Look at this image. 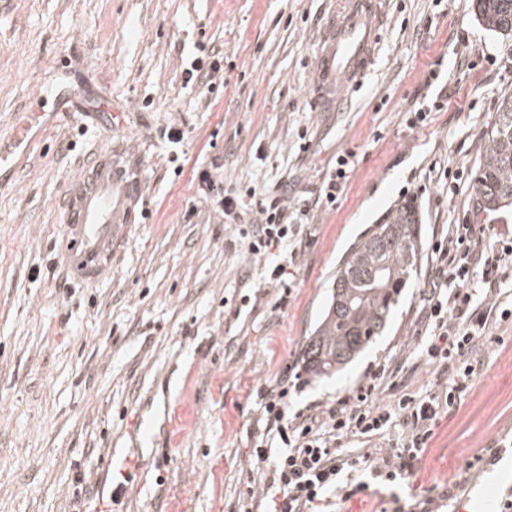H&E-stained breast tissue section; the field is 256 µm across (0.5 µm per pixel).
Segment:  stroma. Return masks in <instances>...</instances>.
I'll return each mask as SVG.
<instances>
[{
	"label": "stroma",
	"mask_w": 512,
	"mask_h": 512,
	"mask_svg": "<svg viewBox=\"0 0 512 512\" xmlns=\"http://www.w3.org/2000/svg\"><path fill=\"white\" fill-rule=\"evenodd\" d=\"M333 0H0V136L54 79L81 61V86L112 99V117L71 112L49 124L19 172L0 185V512H100L124 483L122 512H243L257 472L248 454L264 430L255 394L286 384L288 406L331 405L398 368L375 400L422 396L419 292L432 244L452 224L512 232V214H477L484 134L512 93V39L483 29L472 0H383L371 70L344 112L311 104L319 34ZM224 58V87L185 84L199 49ZM473 68L458 75V60ZM450 105L411 130L433 63ZM183 137L168 139L169 128ZM308 153L295 142L300 129ZM123 141L143 181L147 220L132 225L99 280L59 261L66 179L87 152ZM357 164L339 209L313 210L286 305L232 228L192 185L218 168L229 190L256 187L313 200L336 153ZM462 171L447 194L443 170ZM415 206L422 266L386 328L344 369L317 379L302 354L348 251L398 205ZM507 343L476 356L470 388L440 424L408 487L337 501L336 512H454L492 458L512 483V323ZM160 429L144 440L139 421ZM88 494L77 497L78 479Z\"/></svg>",
	"instance_id": "obj_1"
}]
</instances>
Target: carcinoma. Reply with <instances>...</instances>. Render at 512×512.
Wrapping results in <instances>:
<instances>
[{"mask_svg":"<svg viewBox=\"0 0 512 512\" xmlns=\"http://www.w3.org/2000/svg\"><path fill=\"white\" fill-rule=\"evenodd\" d=\"M482 27L512 39V0H473ZM476 211L512 209V95L502 98L485 134L476 176ZM421 224L403 204L364 238L336 274L331 301L308 339L304 369L313 377L338 371L384 330L402 288L421 260Z\"/></svg>","mask_w":512,"mask_h":512,"instance_id":"1","label":"carcinoma"}]
</instances>
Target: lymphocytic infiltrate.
Returning a JSON list of instances; mask_svg holds the SVG:
<instances>
[{"label": "lymphocytic infiltrate", "instance_id": "f902f5d3", "mask_svg": "<svg viewBox=\"0 0 512 512\" xmlns=\"http://www.w3.org/2000/svg\"><path fill=\"white\" fill-rule=\"evenodd\" d=\"M354 169L353 152L337 155L309 205H292L287 197H270L253 187L227 191L206 169L197 170L195 180L259 262L265 283L279 289L284 304L293 282L279 259L281 251L299 255L312 208L336 209ZM428 278L420 360L434 368L437 382L425 396L402 395L379 405L374 401L376 385L370 382L336 406L292 414L287 386L259 391L264 437L250 456L263 482L257 499L264 512H328L332 494L347 501L372 485H400L414 475L436 429L457 409L473 379L472 354L505 342L495 328L512 319V307L501 304L512 289V237L480 233L471 224L449 225L447 235L433 247ZM393 426L403 431L401 447L348 453L336 446L338 440L372 438Z\"/></svg>", "mask_w": 512, "mask_h": 512}]
</instances>
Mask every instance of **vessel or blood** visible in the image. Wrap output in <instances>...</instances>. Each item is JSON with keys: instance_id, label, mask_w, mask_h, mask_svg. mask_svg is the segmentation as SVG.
<instances>
[{"instance_id": "obj_1", "label": "vessel or blood", "mask_w": 512, "mask_h": 512, "mask_svg": "<svg viewBox=\"0 0 512 512\" xmlns=\"http://www.w3.org/2000/svg\"><path fill=\"white\" fill-rule=\"evenodd\" d=\"M380 38L379 0H336L315 63L312 89L316 111H342L370 69ZM71 98V85L63 80L29 100L8 135L0 137V174L19 168L37 134L51 117L65 111ZM143 191L137 169L120 141L95 152L70 178L57 255L75 279L98 280L111 266L128 225L136 221V205Z\"/></svg>"}]
</instances>
